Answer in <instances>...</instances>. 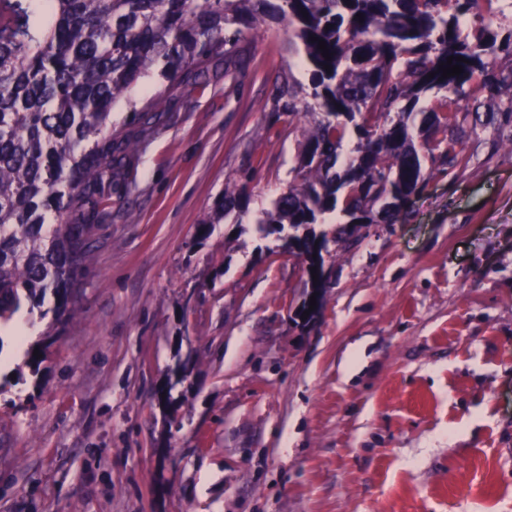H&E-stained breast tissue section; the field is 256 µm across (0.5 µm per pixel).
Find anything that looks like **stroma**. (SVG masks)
I'll use <instances>...</instances> for the list:
<instances>
[{
    "label": "stroma",
    "mask_w": 512,
    "mask_h": 512,
    "mask_svg": "<svg viewBox=\"0 0 512 512\" xmlns=\"http://www.w3.org/2000/svg\"><path fill=\"white\" fill-rule=\"evenodd\" d=\"M487 23L511 35L512 0L462 30ZM240 48L137 143L70 318L38 322L41 364L0 373V512H512V55L459 113L462 162H427L396 223L330 243L306 322L307 274L256 221L321 115L273 112L277 79L310 83L282 25ZM161 88L142 79L113 127Z\"/></svg>",
    "instance_id": "obj_1"
}]
</instances>
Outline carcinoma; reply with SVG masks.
Here are the masks:
<instances>
[{"label": "carcinoma", "mask_w": 512, "mask_h": 512, "mask_svg": "<svg viewBox=\"0 0 512 512\" xmlns=\"http://www.w3.org/2000/svg\"><path fill=\"white\" fill-rule=\"evenodd\" d=\"M479 0H0V324L21 308L55 298L54 322L77 302L112 194L119 193L135 140L163 116L210 62L239 63L244 31L272 21L311 67L310 91L283 78L277 116L293 123L322 112L302 152V183L288 187L258 221L264 234L292 233L285 243L304 256L306 272L324 263L329 239L322 216L348 217L346 232L382 219L391 224L425 181L415 138L457 160L465 130L458 122L464 86L494 98L498 82L483 57L502 48L488 27L462 35L460 17ZM325 41L329 57L318 42ZM463 73L442 78L447 57ZM164 88L132 130L112 128V106L155 66ZM329 69H324V66ZM434 77H428V74ZM434 93L430 108L419 103ZM397 113V119L380 122ZM358 142L345 168L342 143ZM244 187L224 191L226 216ZM325 273L309 280L322 307Z\"/></svg>", "instance_id": "obj_1"}]
</instances>
